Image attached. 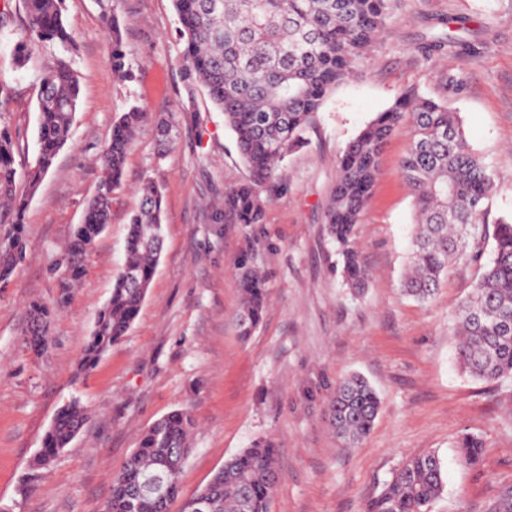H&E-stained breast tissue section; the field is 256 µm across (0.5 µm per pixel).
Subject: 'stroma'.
Returning <instances> with one entry per match:
<instances>
[{"mask_svg": "<svg viewBox=\"0 0 512 512\" xmlns=\"http://www.w3.org/2000/svg\"><path fill=\"white\" fill-rule=\"evenodd\" d=\"M71 51L31 41L23 0H0V129L19 138V166L36 145L40 73L69 56L80 81L77 119L25 213L27 258L0 286V512H102L112 476L156 419L189 410L193 451L170 512L257 439L278 447L280 481L271 512H366L405 460L437 452L446 488L431 512H489L512 488V385L463 374L449 331L453 303L468 294L478 265L448 270L434 301L403 296L414 219L399 161L405 134L384 149L359 227L368 286L354 293L336 268L325 212L346 144L406 91L460 112L471 146L490 166L491 215L512 218V0H402L358 73L330 95L306 144L283 163L286 186L261 224L213 218L212 205L247 177L234 134L202 87L183 78L184 41L173 0H122L119 20L128 74L109 69L106 0H65ZM469 18V49L425 55V39ZM30 41L25 67L12 49ZM195 111L176 144L158 151L143 124L129 154L112 218L89 253L68 304L51 320L49 345L25 340L31 301L59 295L54 266L103 175L97 161L112 126L130 107ZM150 179L164 196L165 240L148 294L127 336L89 373L76 364L125 258L136 189ZM264 277L262 321L240 340L236 314L242 267ZM364 375L381 404L371 432L349 447L328 405L346 376ZM79 399L89 415L45 468L34 460L58 410ZM473 433L483 461L457 460L455 442Z\"/></svg>", "mask_w": 512, "mask_h": 512, "instance_id": "1", "label": "stroma"}]
</instances>
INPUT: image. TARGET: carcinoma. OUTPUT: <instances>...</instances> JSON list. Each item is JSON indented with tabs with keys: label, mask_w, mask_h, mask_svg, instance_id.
<instances>
[{
	"label": "carcinoma",
	"mask_w": 512,
	"mask_h": 512,
	"mask_svg": "<svg viewBox=\"0 0 512 512\" xmlns=\"http://www.w3.org/2000/svg\"><path fill=\"white\" fill-rule=\"evenodd\" d=\"M401 0H174L179 33L185 41L184 74L199 85L224 112V124L235 135L248 176L224 193L216 208L239 224H261L268 199L262 193L284 183L281 163L305 143L315 114L328 97L354 76ZM33 39L74 45L64 17V0H24ZM466 21L448 36L430 40L426 54L451 44L468 43L461 34ZM112 74L126 75V53L117 18L109 23ZM79 79L69 60L57 59L39 78L34 163L16 166L17 140L0 129V282H7L26 258L24 216L29 196L53 166L76 121ZM151 113L138 106L123 113L101 152L104 176L76 225L64 258L65 279L85 272V257L109 222L112 193L120 187L127 154L138 128ZM158 154L174 145L175 118L159 123ZM406 132L408 147L400 172L417 216L403 294L418 303L432 302L451 264L481 261L487 246L490 260L481 265L471 293L452 307V335L462 371L471 379L499 386L512 382V221L488 224L494 193L489 166L471 147L460 115L444 103L412 92L380 112L348 142L339 161L325 219L336 245L342 275L349 287L366 286L369 272L357 247L358 225L376 181L379 160L389 140ZM28 192L20 194L17 183ZM139 206L129 220L125 260L112 292L99 310L79 361V371L92 370L101 357L131 329L148 294L164 242L163 193L147 180L138 188ZM242 305L236 315L239 336L252 335L261 323L267 300L261 275L245 270L239 280ZM62 294L54 308L29 306L26 333L37 340L47 332L51 315L67 303ZM380 407L370 382L353 374L336 387L329 405L336 433L349 445L367 436ZM88 419L80 401L64 406L48 428L36 457L39 467L52 463ZM195 419L185 410L154 421L137 448L112 478V495L104 512H169L179 492L181 474L191 452ZM459 460L468 467L482 461L483 446L474 434L456 443ZM277 448L256 441L240 450L196 494L208 512H270L279 482ZM160 473L165 494L142 490L144 480ZM445 488L441 461L427 452L412 457L367 512H429Z\"/></svg>",
	"instance_id": "cac0c4a2"
}]
</instances>
